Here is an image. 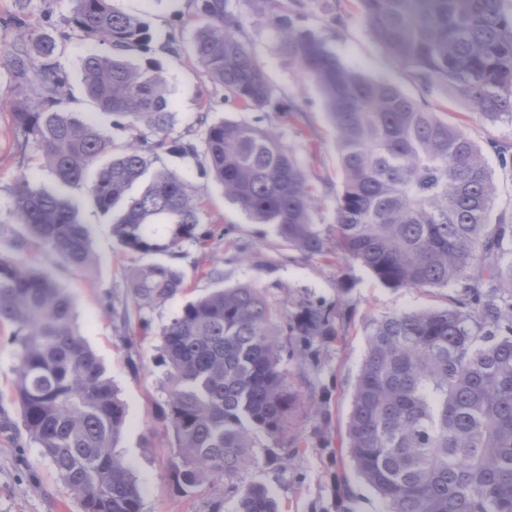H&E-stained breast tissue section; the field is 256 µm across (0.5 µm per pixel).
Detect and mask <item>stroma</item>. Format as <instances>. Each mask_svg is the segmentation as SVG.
I'll return each instance as SVG.
<instances>
[{"label": "stroma", "instance_id": "stroma-1", "mask_svg": "<svg viewBox=\"0 0 512 512\" xmlns=\"http://www.w3.org/2000/svg\"><path fill=\"white\" fill-rule=\"evenodd\" d=\"M116 9L141 16L153 35V56L161 66L177 112L171 134L196 136L200 103L208 99L209 120L259 121L275 132L314 178L320 203L314 220L323 233H331L336 217V196L343 174L338 161L336 133L318 86L304 78L295 61L280 50L277 29L258 19L246 0H230L244 20V33L258 63L268 74L276 96L266 112H243L224 99L221 87L203 77L192 56L197 21L194 0H112ZM345 23L335 26L318 7H310L302 28L323 38L348 68L387 81L408 96L423 99L448 124L464 128L480 146L492 170L497 192L494 212H512V171L503 169L493 144H512V124L492 122L472 112L454 95L417 81L412 71L397 62L364 28L356 0H344ZM70 0H0V225L15 224L13 187L19 173L32 183L54 192L58 184L43 168L35 147L19 148L12 136L10 107L19 99L17 80L8 64V50L26 38L30 27L58 35L71 15ZM181 50L168 52L169 36ZM98 44L73 38L60 44L58 61L69 77L71 111L108 126V116L97 113L85 94L82 59ZM298 106L304 111L317 154L302 147L295 128L281 115ZM161 164L186 175L203 196V222L212 233L208 252L185 244L170 262L192 287L149 309L138 308L127 286L134 261L113 240L109 219L92 202L87 186L71 188L80 202L79 218L87 224L93 265L85 271L68 266L55 255L32 248L30 257L48 271L69 295L79 332L104 366L126 409V426L118 451L139 486L141 512H236L227 484L261 486L274 497L278 512H383L374 490L354 472L341 446L352 407L353 383L366 348L368 323L390 312H414L446 307L455 295L448 288H391L356 262L327 263L304 257L277 236L271 225L259 224L224 195L211 175L201 174L192 160L162 154ZM224 272L225 286L250 285L263 289L278 307L293 312L306 300L348 307L351 319L342 339L315 341L316 357H285L283 367L302 391L313 393L321 416L305 411L290 413L287 434L290 448L265 442L256 449V464L232 479L217 480L187 489L171 470L174 439L162 420L167 393V367L162 359L160 330L189 301L209 292L213 284L205 269ZM12 326H0V512H82L74 493L53 472L40 449L29 440L14 397L15 357Z\"/></svg>", "mask_w": 512, "mask_h": 512}]
</instances>
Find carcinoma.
<instances>
[{
	"mask_svg": "<svg viewBox=\"0 0 512 512\" xmlns=\"http://www.w3.org/2000/svg\"><path fill=\"white\" fill-rule=\"evenodd\" d=\"M205 24L192 51L203 75L244 112H262L274 88L229 0H195ZM282 35L281 49L319 87L336 128L344 180L334 239L314 223L315 193L295 152L247 122L198 119L197 145L170 136L176 121L160 65L139 17L111 0H72L70 32L109 48L83 59L87 95L112 117L102 128L70 111L68 75L53 36L31 30L11 51L22 100L13 134L34 140L59 191L14 186L23 232L0 254V326L16 328L15 394L23 426L83 512H140V491L115 452L126 411L75 325L69 296L25 259L31 243L77 270L94 262L79 203L65 188L97 168L89 192L112 215V235L134 259L129 288L141 308L186 288L155 259L184 243L201 252L203 208L184 175L157 170L131 194L158 152L204 157L210 173L257 223L311 258L357 262L394 288H463L444 309L390 313L369 323L347 422V453L385 512H512V216L491 218L495 187L482 149L427 103L345 67L296 25L304 0H247ZM337 26L340 0H315ZM368 33L416 79L468 102L485 119L512 122V0H358ZM109 157L99 164L103 157ZM187 303L160 332L168 365L164 417L174 467L187 488L230 478L265 438L284 435L311 397L288 382L284 355L342 335L346 308L308 300L287 314L264 291L221 286ZM239 512H277L268 490L229 485Z\"/></svg>",
	"mask_w": 512,
	"mask_h": 512,
	"instance_id": "cac0c4a2",
	"label": "carcinoma"
}]
</instances>
